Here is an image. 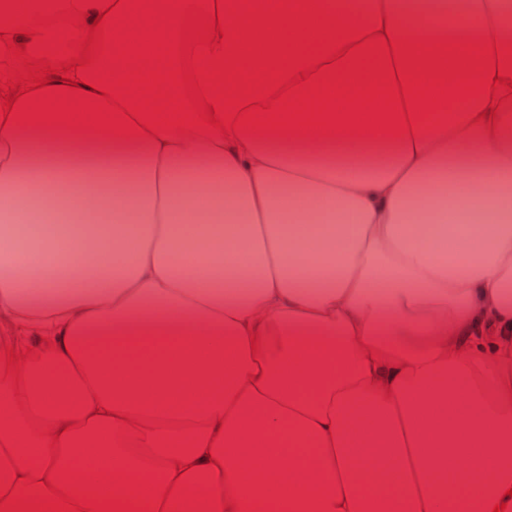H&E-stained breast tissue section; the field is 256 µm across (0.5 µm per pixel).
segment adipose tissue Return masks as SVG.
Segmentation results:
<instances>
[{"mask_svg":"<svg viewBox=\"0 0 512 512\" xmlns=\"http://www.w3.org/2000/svg\"><path fill=\"white\" fill-rule=\"evenodd\" d=\"M314 2L380 39L512 44L505 0L448 27L440 0ZM231 7L0 0V24L118 36L78 80L0 89V222L60 224L37 264L0 233V498L512 512V110L448 83L316 126L150 130L173 110L114 92L128 63Z\"/></svg>","mask_w":512,"mask_h":512,"instance_id":"ef3b65f1","label":"adipose tissue"}]
</instances>
